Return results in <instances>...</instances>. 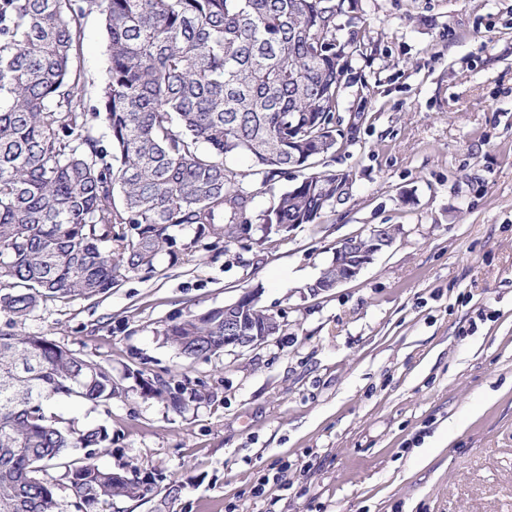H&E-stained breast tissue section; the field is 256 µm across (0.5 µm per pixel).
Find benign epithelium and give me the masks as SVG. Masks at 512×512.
<instances>
[{"label": "benign epithelium", "mask_w": 512, "mask_h": 512, "mask_svg": "<svg viewBox=\"0 0 512 512\" xmlns=\"http://www.w3.org/2000/svg\"><path fill=\"white\" fill-rule=\"evenodd\" d=\"M394 243L395 235H388L377 226L371 228L365 242L354 236L341 240L330 265L312 285V291H328L356 279L376 256ZM258 303L259 295L250 291L224 306V348H257L277 334L281 328L277 315L268 312L260 320L252 317Z\"/></svg>", "instance_id": "1"}]
</instances>
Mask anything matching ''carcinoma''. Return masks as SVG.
<instances>
[{
  "label": "carcinoma",
  "mask_w": 512,
  "mask_h": 512,
  "mask_svg": "<svg viewBox=\"0 0 512 512\" xmlns=\"http://www.w3.org/2000/svg\"><path fill=\"white\" fill-rule=\"evenodd\" d=\"M346 0H0V512H59L45 479L69 450L62 478L75 512L140 499L155 478L96 463L110 441L47 409L51 398L107 406L123 388L107 365L17 330L47 301L104 295L193 228L227 243L252 223L251 158L266 186L302 179L261 215L316 224L336 207L347 173L317 171L342 142L336 109L366 29ZM104 18L108 62L88 110L75 66L78 18ZM104 131L98 132L97 123ZM188 358L224 350V308L165 324ZM143 394L175 410L187 388L139 374Z\"/></svg>",
  "instance_id": "1"
}]
</instances>
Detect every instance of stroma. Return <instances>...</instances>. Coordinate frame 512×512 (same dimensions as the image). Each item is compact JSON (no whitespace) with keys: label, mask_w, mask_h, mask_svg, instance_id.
Here are the masks:
<instances>
[{"label":"stroma","mask_w":512,"mask_h":512,"mask_svg":"<svg viewBox=\"0 0 512 512\" xmlns=\"http://www.w3.org/2000/svg\"><path fill=\"white\" fill-rule=\"evenodd\" d=\"M371 40L337 114L364 118L327 160L352 199L321 223L227 243L177 234L152 274L26 320L101 361L121 397L52 412L107 429L101 466L157 477L100 512H512V0H355ZM76 63L95 105L107 66L99 13ZM253 215L293 183L252 177ZM396 227L360 275L315 293L337 241ZM255 290L279 332L191 360L164 324ZM196 394L180 410L137 373Z\"/></svg>","instance_id":"stroma-1"}]
</instances>
